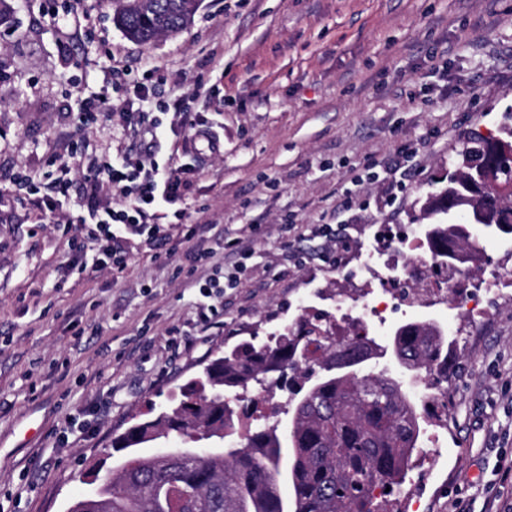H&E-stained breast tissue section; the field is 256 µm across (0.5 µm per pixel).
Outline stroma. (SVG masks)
Here are the masks:
<instances>
[{"label": "stroma", "mask_w": 512, "mask_h": 512, "mask_svg": "<svg viewBox=\"0 0 512 512\" xmlns=\"http://www.w3.org/2000/svg\"><path fill=\"white\" fill-rule=\"evenodd\" d=\"M0 28V512H67L112 439L147 404L178 403L218 351L258 343L317 302L359 296L349 277L360 245L420 230L432 184L468 135L497 132L512 108V0H200L189 26L141 44L112 21V0H9ZM81 9L88 26L54 23ZM125 73L103 84L110 59ZM108 94L113 113L81 120ZM184 97L196 128L160 103ZM161 118L156 158L189 188L165 205L157 241L128 236L124 269H97L81 156L144 147L123 111ZM224 148L199 162L197 128ZM69 166L66 208L20 199L10 182ZM402 168L390 174L386 162ZM224 230L223 244L198 224ZM85 253L72 260L71 239ZM210 256L191 268L188 244ZM222 313L200 319L189 280L233 272ZM455 324L463 359L448 380V421L423 419L396 502L418 512H483L512 498V297L478 325ZM84 330L75 336L74 327Z\"/></svg>", "instance_id": "1"}]
</instances>
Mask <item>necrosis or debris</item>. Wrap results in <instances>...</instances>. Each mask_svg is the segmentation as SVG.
<instances>
[{"instance_id":"obj_1","label":"necrosis or debris","mask_w":512,"mask_h":512,"mask_svg":"<svg viewBox=\"0 0 512 512\" xmlns=\"http://www.w3.org/2000/svg\"><path fill=\"white\" fill-rule=\"evenodd\" d=\"M433 266L428 250L408 239L385 250L370 247L362 251L357 272L360 277L374 278L378 289L351 302L337 299L334 313L327 316L331 329L337 332L336 343L344 341L339 334L342 326H350L354 335L368 336L374 328L387 324L392 310L442 305L452 295L464 301V317L476 323L484 319L494 298L512 288V277L496 269L479 281L464 277L459 267L425 278V271H432Z\"/></svg>"}]
</instances>
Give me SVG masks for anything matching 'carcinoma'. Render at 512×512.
Here are the masks:
<instances>
[{
    "label": "carcinoma",
    "mask_w": 512,
    "mask_h": 512,
    "mask_svg": "<svg viewBox=\"0 0 512 512\" xmlns=\"http://www.w3.org/2000/svg\"><path fill=\"white\" fill-rule=\"evenodd\" d=\"M113 2V21L126 37L149 43L185 29L198 0ZM506 147H512L511 126L497 138L464 142L448 178L438 180L439 187L420 208L434 248H457L465 257L477 254L464 250L459 219L512 230V198L496 203L471 191L483 158ZM328 333L321 317L303 316L272 344H243L209 360L187 384L177 407L137 420L112 438V449L141 448L167 438L185 448L216 439L224 450L145 455L112 470L111 490L77 500L79 512H392L391 497L418 449L420 419L438 409L446 412L448 402L412 396L404 380L386 370L345 378L323 374L311 381L313 370L301 350ZM366 342L358 337L327 346L317 367L325 371L337 356L355 353ZM393 345L398 365L410 376L423 379L434 368L448 375L452 344L436 326L406 323L395 332ZM249 387L287 389L297 397L287 425L276 421L236 433L238 398L231 393Z\"/></svg>",
    "instance_id": "1"
}]
</instances>
